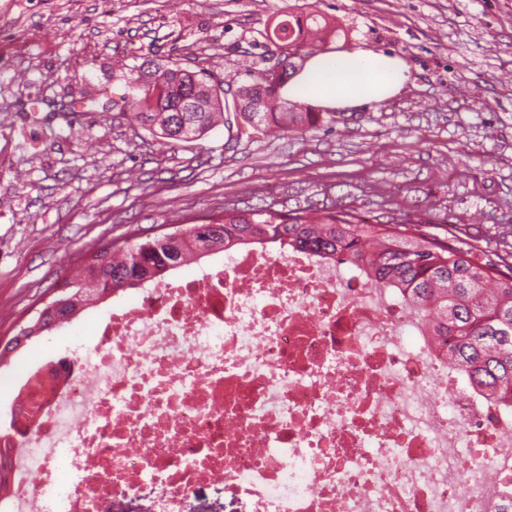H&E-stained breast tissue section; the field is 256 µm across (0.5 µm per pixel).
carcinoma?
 Instances as JSON below:
<instances>
[{
    "label": "carcinoma",
    "instance_id": "1",
    "mask_svg": "<svg viewBox=\"0 0 512 512\" xmlns=\"http://www.w3.org/2000/svg\"><path fill=\"white\" fill-rule=\"evenodd\" d=\"M326 32L334 30L324 16L284 13L273 20L269 41L284 54L296 55L310 47L308 35ZM265 61L263 54L245 71L240 90L255 92L267 83ZM134 90L137 121L171 144L203 138L221 111L228 115L227 123L242 119V134L252 129L277 135L332 121L309 108L298 111L297 104L280 100L274 88L266 89L264 111L240 112L228 91L215 87L204 69L175 65L173 72L136 84ZM186 95L196 99L198 111L178 116L171 108ZM255 244H274L282 252L301 251L325 260L341 257L363 270L379 287L405 300L471 389L512 408V244L503 242L492 256L470 242L452 247L417 222L370 224L343 211L316 216L303 209L289 216L271 208L226 209L211 224L148 236L126 247L120 259L107 250L94 254L84 279L56 307L43 312V321L49 325L68 320L100 296L156 278L191 254Z\"/></svg>",
    "mask_w": 512,
    "mask_h": 512
}]
</instances>
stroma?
Wrapping results in <instances>:
<instances>
[{
  "label": "stroma",
  "instance_id": "obj_1",
  "mask_svg": "<svg viewBox=\"0 0 512 512\" xmlns=\"http://www.w3.org/2000/svg\"><path fill=\"white\" fill-rule=\"evenodd\" d=\"M319 12L344 49L408 65L392 98L278 136L214 128L174 145L122 94L149 61L228 78L274 16ZM408 218L445 239L512 228V0H0V341L91 256L225 209ZM87 314L0 366L91 337Z\"/></svg>",
  "mask_w": 512,
  "mask_h": 512
}]
</instances>
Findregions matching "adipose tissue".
Wrapping results in <instances>:
<instances>
[{
  "mask_svg": "<svg viewBox=\"0 0 512 512\" xmlns=\"http://www.w3.org/2000/svg\"><path fill=\"white\" fill-rule=\"evenodd\" d=\"M399 56L372 50L340 51L308 61L288 82L289 97L336 109L380 103L395 95L407 78Z\"/></svg>",
  "mask_w": 512,
  "mask_h": 512,
  "instance_id": "obj_1",
  "label": "adipose tissue"
}]
</instances>
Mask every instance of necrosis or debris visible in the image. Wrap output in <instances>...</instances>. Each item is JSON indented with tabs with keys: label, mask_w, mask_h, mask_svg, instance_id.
<instances>
[{
	"label": "necrosis or debris",
	"mask_w": 512,
	"mask_h": 512,
	"mask_svg": "<svg viewBox=\"0 0 512 512\" xmlns=\"http://www.w3.org/2000/svg\"><path fill=\"white\" fill-rule=\"evenodd\" d=\"M113 295L97 344L31 374L0 433V512H499L512 411L471 390L401 297L343 261L220 249ZM414 345H407L406 337ZM240 504L218 494L212 489L200 491L186 503L185 512H236Z\"/></svg>",
	"instance_id": "obj_1"
}]
</instances>
